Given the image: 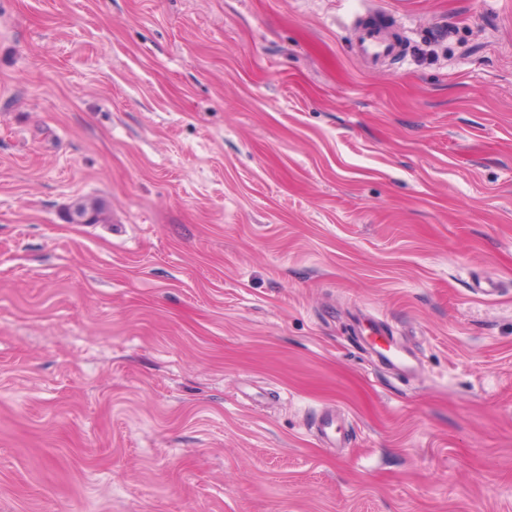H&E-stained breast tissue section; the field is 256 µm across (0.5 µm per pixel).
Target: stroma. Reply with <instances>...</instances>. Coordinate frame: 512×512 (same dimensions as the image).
I'll list each match as a JSON object with an SVG mask.
<instances>
[{"label": "stroma", "mask_w": 512, "mask_h": 512, "mask_svg": "<svg viewBox=\"0 0 512 512\" xmlns=\"http://www.w3.org/2000/svg\"><path fill=\"white\" fill-rule=\"evenodd\" d=\"M375 2L0 0V512H512V0ZM376 11L380 10L365 8L355 14L350 23L352 40L349 52L366 66L396 59L403 51L397 34L380 18L369 16ZM365 317L359 320L361 328L369 333L370 349L378 357V359L390 366L398 372H414L419 369V361L412 351L409 349L391 343L380 330L371 331L366 328L364 323ZM381 338L382 340H378ZM335 423V415L331 411H326L322 413L313 424L317 436L328 448L336 447Z\"/></svg>", "instance_id": "obj_1"}]
</instances>
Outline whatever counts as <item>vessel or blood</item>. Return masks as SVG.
Instances as JSON below:
<instances>
[{"label": "vessel or blood", "instance_id": "obj_1", "mask_svg": "<svg viewBox=\"0 0 512 512\" xmlns=\"http://www.w3.org/2000/svg\"><path fill=\"white\" fill-rule=\"evenodd\" d=\"M352 40L350 54L363 64L375 66L399 57L403 44L397 34L380 18L361 11L354 15L351 23ZM370 349L378 359L398 372H414L419 361L409 349L383 339L381 331L369 334Z\"/></svg>", "mask_w": 512, "mask_h": 512}]
</instances>
